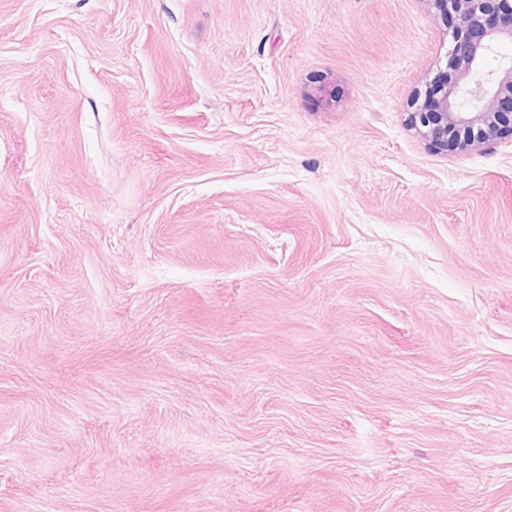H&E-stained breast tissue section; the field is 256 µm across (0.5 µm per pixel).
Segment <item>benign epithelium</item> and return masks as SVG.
Here are the masks:
<instances>
[{
    "label": "benign epithelium",
    "instance_id": "benign-epithelium-1",
    "mask_svg": "<svg viewBox=\"0 0 512 512\" xmlns=\"http://www.w3.org/2000/svg\"><path fill=\"white\" fill-rule=\"evenodd\" d=\"M448 21V71L426 81V101L407 125L431 147L455 154L490 149L512 137V62L484 67L512 42V0H425Z\"/></svg>",
    "mask_w": 512,
    "mask_h": 512
}]
</instances>
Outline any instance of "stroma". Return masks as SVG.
<instances>
[{
  "label": "stroma",
  "instance_id": "1",
  "mask_svg": "<svg viewBox=\"0 0 512 512\" xmlns=\"http://www.w3.org/2000/svg\"><path fill=\"white\" fill-rule=\"evenodd\" d=\"M425 0H0V512H512V139L405 125Z\"/></svg>",
  "mask_w": 512,
  "mask_h": 512
}]
</instances>
